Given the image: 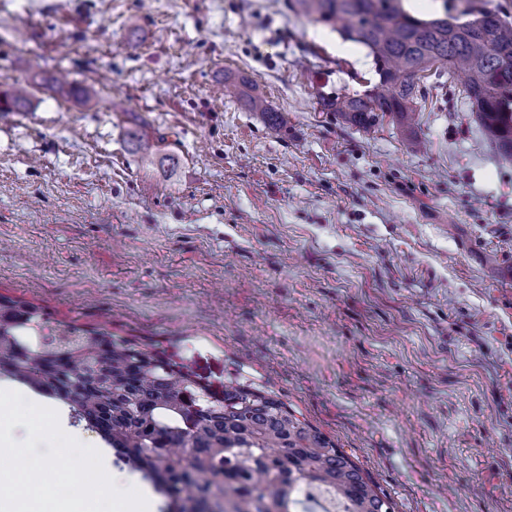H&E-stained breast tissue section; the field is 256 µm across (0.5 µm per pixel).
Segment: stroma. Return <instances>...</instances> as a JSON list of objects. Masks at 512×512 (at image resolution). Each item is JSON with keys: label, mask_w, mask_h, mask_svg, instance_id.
<instances>
[{"label": "stroma", "mask_w": 512, "mask_h": 512, "mask_svg": "<svg viewBox=\"0 0 512 512\" xmlns=\"http://www.w3.org/2000/svg\"><path fill=\"white\" fill-rule=\"evenodd\" d=\"M372 76L288 0H0V294L272 392L395 512H512V166L431 72L412 133L325 108ZM29 100L27 86L13 83L9 88L0 91V111L22 108Z\"/></svg>", "instance_id": "35a3bbf8"}]
</instances>
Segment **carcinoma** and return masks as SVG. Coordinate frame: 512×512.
<instances>
[{
    "label": "carcinoma",
    "instance_id": "obj_1",
    "mask_svg": "<svg viewBox=\"0 0 512 512\" xmlns=\"http://www.w3.org/2000/svg\"><path fill=\"white\" fill-rule=\"evenodd\" d=\"M457 16L418 19L400 0H288L372 56L375 81L326 105L371 130L385 117L409 127L420 73L463 77L485 134L512 165V22L480 0ZM29 91H0V111L22 108ZM252 111L273 129L282 114L259 97ZM146 161L155 144L130 132ZM46 313L0 294V372L66 404L166 499L165 512H395L391 500L329 437L279 397L237 379L215 392L156 351L103 330L72 325L44 334Z\"/></svg>",
    "mask_w": 512,
    "mask_h": 512
}]
</instances>
